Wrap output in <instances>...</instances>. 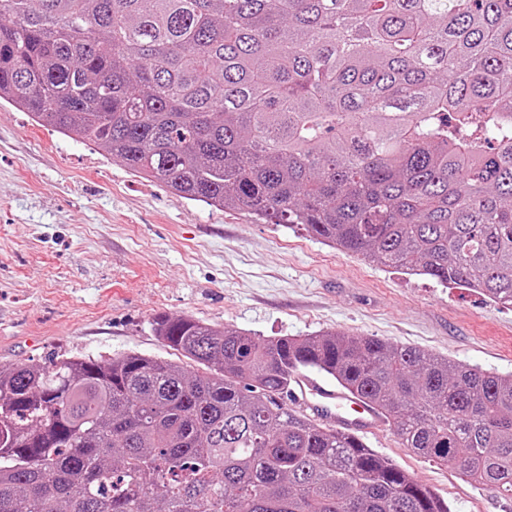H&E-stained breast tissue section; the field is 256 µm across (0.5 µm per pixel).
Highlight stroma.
<instances>
[{
  "instance_id": "35a3bbf8",
  "label": "stroma",
  "mask_w": 512,
  "mask_h": 512,
  "mask_svg": "<svg viewBox=\"0 0 512 512\" xmlns=\"http://www.w3.org/2000/svg\"><path fill=\"white\" fill-rule=\"evenodd\" d=\"M161 315L267 336L346 331L512 375V305L323 245L298 224L181 199L78 135L0 102V366L138 352L175 360ZM365 443L451 512L512 499L403 447Z\"/></svg>"
}]
</instances>
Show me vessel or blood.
Segmentation results:
<instances>
[{"label":"vessel or blood","instance_id":"1","mask_svg":"<svg viewBox=\"0 0 512 512\" xmlns=\"http://www.w3.org/2000/svg\"><path fill=\"white\" fill-rule=\"evenodd\" d=\"M290 395L305 413L348 433L371 429L382 422L371 405L350 398L308 375L296 377Z\"/></svg>","mask_w":512,"mask_h":512}]
</instances>
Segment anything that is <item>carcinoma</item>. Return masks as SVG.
Instances as JSON below:
<instances>
[{"label": "carcinoma", "mask_w": 512, "mask_h": 512, "mask_svg": "<svg viewBox=\"0 0 512 512\" xmlns=\"http://www.w3.org/2000/svg\"><path fill=\"white\" fill-rule=\"evenodd\" d=\"M181 199L512 305V0H0V101ZM0 366V512H450L283 401L316 371L512 496V376L189 316Z\"/></svg>", "instance_id": "carcinoma-1"}]
</instances>
